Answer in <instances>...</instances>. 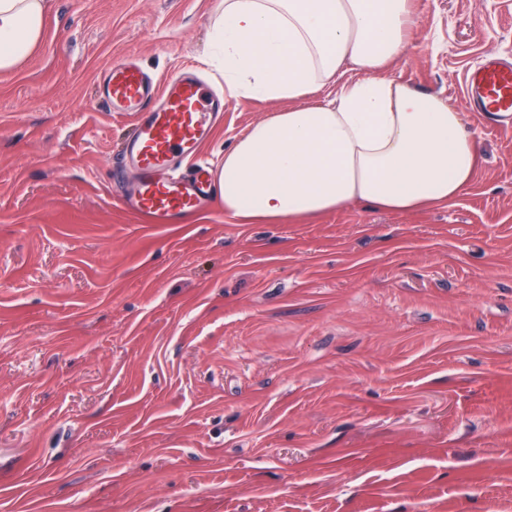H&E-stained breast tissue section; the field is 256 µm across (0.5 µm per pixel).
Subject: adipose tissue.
Masks as SVG:
<instances>
[{"mask_svg": "<svg viewBox=\"0 0 512 512\" xmlns=\"http://www.w3.org/2000/svg\"><path fill=\"white\" fill-rule=\"evenodd\" d=\"M48 0H0V71L41 42ZM409 0H223L213 55L233 96L283 103L224 152L225 216L277 223L366 205L414 213L457 199L479 150L463 113L391 75ZM351 65L357 79L342 77ZM335 86L334 97L309 103Z\"/></svg>", "mask_w": 512, "mask_h": 512, "instance_id": "adipose-tissue-1", "label": "adipose tissue"}]
</instances>
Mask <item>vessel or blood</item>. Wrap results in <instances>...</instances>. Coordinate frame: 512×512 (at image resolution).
I'll use <instances>...</instances> for the list:
<instances>
[{
	"instance_id": "1",
	"label": "vessel or blood",
	"mask_w": 512,
	"mask_h": 512,
	"mask_svg": "<svg viewBox=\"0 0 512 512\" xmlns=\"http://www.w3.org/2000/svg\"><path fill=\"white\" fill-rule=\"evenodd\" d=\"M469 85L479 111L496 117L512 113V65L486 60L471 72ZM100 88L113 111L135 116L123 157L137 181L121 195L122 204L151 224H174L183 214L210 206L214 180L199 155L221 102L189 73L159 90L131 64L106 70Z\"/></svg>"
}]
</instances>
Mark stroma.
I'll list each match as a JSON object with an SVG mask.
<instances>
[{
  "instance_id": "35a3bbf8",
  "label": "stroma",
  "mask_w": 512,
  "mask_h": 512,
  "mask_svg": "<svg viewBox=\"0 0 512 512\" xmlns=\"http://www.w3.org/2000/svg\"><path fill=\"white\" fill-rule=\"evenodd\" d=\"M218 2L51 0L0 72V512H512V129L467 84L512 0H411L392 72L480 150L453 202L147 224L107 64L196 68L215 166L280 108L229 96Z\"/></svg>"
}]
</instances>
